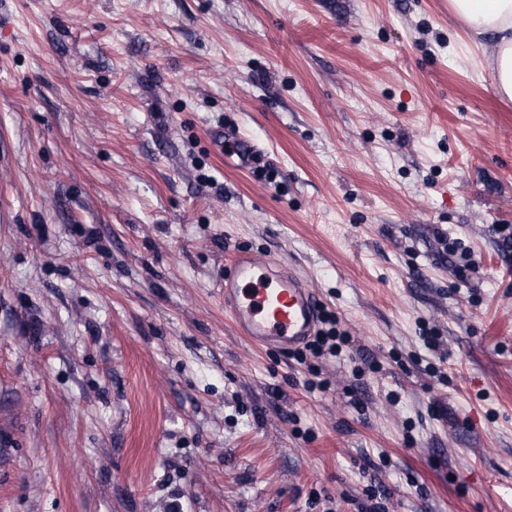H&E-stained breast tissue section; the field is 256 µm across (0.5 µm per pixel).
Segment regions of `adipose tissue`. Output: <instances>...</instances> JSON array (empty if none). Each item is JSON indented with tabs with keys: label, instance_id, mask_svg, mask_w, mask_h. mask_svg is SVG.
I'll return each instance as SVG.
<instances>
[{
	"label": "adipose tissue",
	"instance_id": "1",
	"mask_svg": "<svg viewBox=\"0 0 512 512\" xmlns=\"http://www.w3.org/2000/svg\"><path fill=\"white\" fill-rule=\"evenodd\" d=\"M475 34L494 36L491 68L497 92L512 100V0H450Z\"/></svg>",
	"mask_w": 512,
	"mask_h": 512
}]
</instances>
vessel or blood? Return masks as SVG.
<instances>
[{"label":"vessel or blood","mask_w":512,"mask_h":512,"mask_svg":"<svg viewBox=\"0 0 512 512\" xmlns=\"http://www.w3.org/2000/svg\"><path fill=\"white\" fill-rule=\"evenodd\" d=\"M224 281V306L237 331L255 344L293 349L318 325L319 305L307 280L276 259L251 252L233 254Z\"/></svg>","instance_id":"obj_1"}]
</instances>
